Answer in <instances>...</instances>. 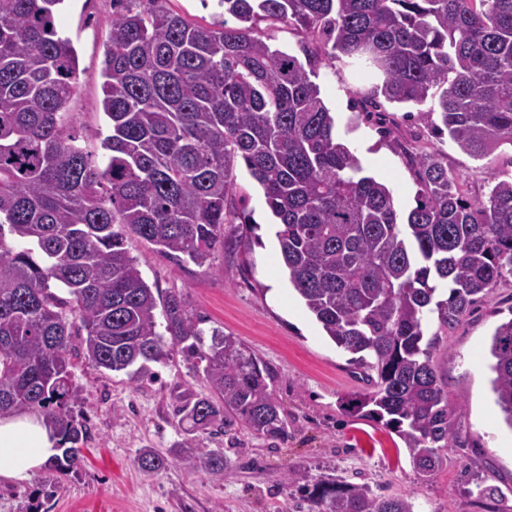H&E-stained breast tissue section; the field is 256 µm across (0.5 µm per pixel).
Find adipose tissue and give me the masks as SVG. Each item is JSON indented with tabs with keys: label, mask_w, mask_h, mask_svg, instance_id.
Returning <instances> with one entry per match:
<instances>
[{
	"label": "adipose tissue",
	"mask_w": 512,
	"mask_h": 512,
	"mask_svg": "<svg viewBox=\"0 0 512 512\" xmlns=\"http://www.w3.org/2000/svg\"><path fill=\"white\" fill-rule=\"evenodd\" d=\"M58 439L44 418L27 411L0 417V480L23 483L57 452Z\"/></svg>",
	"instance_id": "adipose-tissue-1"
}]
</instances>
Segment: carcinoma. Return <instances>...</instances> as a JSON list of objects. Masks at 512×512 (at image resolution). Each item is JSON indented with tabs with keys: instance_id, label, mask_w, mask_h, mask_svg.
<instances>
[{
	"instance_id": "carcinoma-1",
	"label": "carcinoma",
	"mask_w": 512,
	"mask_h": 512,
	"mask_svg": "<svg viewBox=\"0 0 512 512\" xmlns=\"http://www.w3.org/2000/svg\"><path fill=\"white\" fill-rule=\"evenodd\" d=\"M63 2L0 0V415L42 413L61 450L46 468L67 475L89 438L73 355L136 376L170 345L212 392L184 399L181 420L288 440L256 358L216 330L205 341L186 298L157 300L128 249L134 237L204 266L224 243L241 161L274 218L289 282L365 369L370 390L351 411L434 471L461 407L431 364L438 334L425 333L434 319L455 328L512 275V177H491L486 200H472L443 155L421 152L420 192L403 217L336 133L314 78L341 61L377 79L359 112L377 111L381 97L415 106L432 133L484 158L512 146V0H216L222 21L209 26L172 0H112L99 161L69 133L78 56L55 29ZM262 23L301 31L304 58L274 47ZM489 353L494 402L512 429V318ZM137 463L230 470L225 453L189 448H144ZM285 484L310 512H415L410 497L365 484L295 472Z\"/></svg>"
}]
</instances>
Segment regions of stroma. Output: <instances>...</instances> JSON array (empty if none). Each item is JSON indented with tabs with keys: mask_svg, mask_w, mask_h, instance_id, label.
<instances>
[{
	"mask_svg": "<svg viewBox=\"0 0 512 512\" xmlns=\"http://www.w3.org/2000/svg\"><path fill=\"white\" fill-rule=\"evenodd\" d=\"M111 18V0H64L55 15L59 35L71 39L79 58L70 129L96 155L101 149L95 132L106 126L99 100ZM317 82L364 174L392 189L401 214L414 208L419 189L412 153L445 155L449 172L473 200L488 194L491 175H512L511 146L474 159L408 117L406 106L383 103L390 119L386 133L374 119L357 117L354 103L369 83L342 64L320 68ZM236 186L238 210L258 225L261 242L252 249L242 247L237 223L225 225L224 244L204 267L142 240H130L128 248L159 296L182 294L201 328L240 339L267 367L270 387L294 421L292 436L273 445L241 429L230 438L177 422L173 410L183 396L211 394L182 352L150 364L149 376L141 379L77 357L72 372L91 426L84 461L58 479L42 468L23 484L1 481L0 512H308V503L284 484L291 471L312 479L343 476L382 494L409 495L418 512H512V428L494 403L488 357L495 327L512 318V276L455 329L442 334L437 324L429 326L439 334L433 364L442 386L464 411L439 468L422 474L395 433L345 411L346 395L368 389L362 370L328 340L289 283L263 192L245 167L236 170ZM180 443L198 453L223 450L229 473H196L179 464L153 473L138 467L140 449L164 453ZM488 487L496 488L495 499L483 496Z\"/></svg>",
	"mask_w": 512,
	"mask_h": 512,
	"instance_id": "stroma-1",
	"label": "stroma"
}]
</instances>
